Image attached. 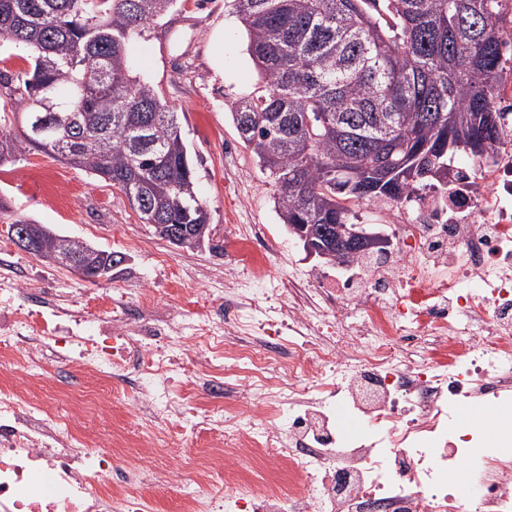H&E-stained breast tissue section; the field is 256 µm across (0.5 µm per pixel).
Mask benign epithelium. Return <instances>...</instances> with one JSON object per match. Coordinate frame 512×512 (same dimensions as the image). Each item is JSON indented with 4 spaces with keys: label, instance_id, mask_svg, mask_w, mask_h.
<instances>
[{
    "label": "benign epithelium",
    "instance_id": "1",
    "mask_svg": "<svg viewBox=\"0 0 512 512\" xmlns=\"http://www.w3.org/2000/svg\"><path fill=\"white\" fill-rule=\"evenodd\" d=\"M11 241L26 252H37L51 263H63L70 266L80 276L97 280L112 272V266L106 262L108 255L86 252L72 258L65 254V241L56 242L51 249L45 248V230L40 224H16L9 233ZM297 239L310 257L336 259L342 266L350 265L353 256L365 251L386 253L391 246L390 238L379 232H367L362 225L347 227L345 224H329L313 230L306 226L297 229Z\"/></svg>",
    "mask_w": 512,
    "mask_h": 512
}]
</instances>
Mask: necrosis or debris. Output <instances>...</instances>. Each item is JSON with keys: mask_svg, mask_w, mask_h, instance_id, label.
Returning <instances> with one entry per match:
<instances>
[{"mask_svg": "<svg viewBox=\"0 0 512 512\" xmlns=\"http://www.w3.org/2000/svg\"><path fill=\"white\" fill-rule=\"evenodd\" d=\"M497 35L498 144L458 162L447 194L417 189L386 206L396 251L374 276L361 266L325 283L289 276L273 290L287 305L253 321L247 306L269 280L267 227L235 224L224 234L234 259L224 309L195 311L191 342L174 343L173 317H154L152 288L108 327H65L59 309L24 303L1 311L0 366L40 376L54 352L101 388L129 384L159 426L144 447L220 432L235 460L220 481L208 448L185 472L116 471L121 435L96 448L70 418L0 385V512H147L162 482L179 488L185 512H512V445L477 447L480 424L453 418L482 405L489 424L512 433L493 407L512 398V22ZM235 386L246 402L197 411ZM341 405L360 436L337 429ZM242 461L287 473V486L240 483ZM451 473L471 477V498Z\"/></svg>", "mask_w": 512, "mask_h": 512, "instance_id": "4bbe7bcc", "label": "necrosis or debris"}]
</instances>
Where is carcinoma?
<instances>
[{"instance_id":"cac0c4a2","label":"carcinoma","mask_w":512,"mask_h":512,"mask_svg":"<svg viewBox=\"0 0 512 512\" xmlns=\"http://www.w3.org/2000/svg\"><path fill=\"white\" fill-rule=\"evenodd\" d=\"M176 2L0 0V36L33 50L24 74L0 68V96L25 128L0 129V165L58 152L112 182L164 240L176 225L210 226L178 113L128 67L133 42ZM231 2L264 82L231 117L285 226L352 225L362 204L446 190L456 155L481 158L499 140L507 0ZM36 116L48 132L31 130Z\"/></svg>"}]
</instances>
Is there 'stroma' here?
<instances>
[{
    "mask_svg": "<svg viewBox=\"0 0 512 512\" xmlns=\"http://www.w3.org/2000/svg\"><path fill=\"white\" fill-rule=\"evenodd\" d=\"M130 60L133 72L149 77L179 116L196 170L198 195L211 217L209 246L179 248L159 238L110 183L33 149L16 162L0 165V198L11 210L10 215H0V294L37 288L58 309L91 322L111 320L116 305H132L145 287L156 289L158 309L165 314L183 300L220 307L228 260L224 226L231 220L268 225L270 245L288 260L284 266L272 263L274 277L287 278L292 270L328 269V262L307 257L288 235L274 208L268 177L250 153L237 145L229 104L258 91L262 80L229 0H178L145 30L133 45ZM228 142L237 146L229 158L224 155ZM13 215L125 253L127 261L113 271L111 279L87 281L69 268L17 248L7 235ZM133 239L139 241V249H130ZM64 387V381L51 376L28 384L30 393L47 406L63 405L70 417L80 418L81 431L97 443L107 442L110 431L116 429L130 443L128 456H141L138 445L145 435V421L135 412L130 389L114 386L107 414L101 417L83 411L77 399L61 403ZM141 458L143 465L158 471L185 463L173 448H153Z\"/></svg>",
    "mask_w": 512,
    "mask_h": 512,
    "instance_id": "stroma-1",
    "label": "stroma"
}]
</instances>
